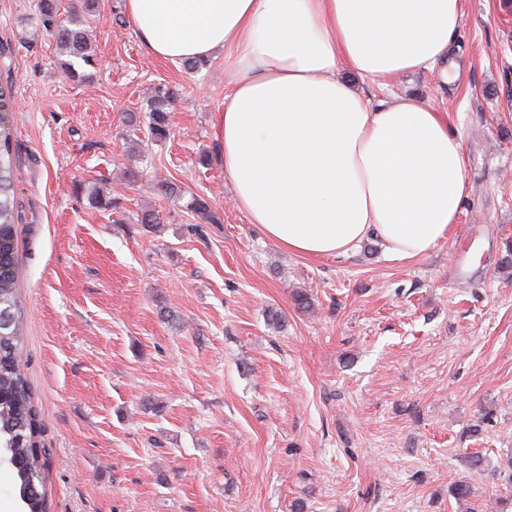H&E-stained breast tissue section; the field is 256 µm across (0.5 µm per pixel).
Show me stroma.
<instances>
[{
  "instance_id": "1",
  "label": "stroma",
  "mask_w": 512,
  "mask_h": 512,
  "mask_svg": "<svg viewBox=\"0 0 512 512\" xmlns=\"http://www.w3.org/2000/svg\"><path fill=\"white\" fill-rule=\"evenodd\" d=\"M37 3L0 0V82L49 512H512V0H464L452 83L362 84L429 102L462 139L458 221L414 260L375 238L320 258L273 244L224 177L223 58H154L123 0H94L95 61L73 78ZM160 86L171 134L146 145L123 117Z\"/></svg>"
}]
</instances>
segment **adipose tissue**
<instances>
[{"label": "adipose tissue", "mask_w": 512, "mask_h": 512, "mask_svg": "<svg viewBox=\"0 0 512 512\" xmlns=\"http://www.w3.org/2000/svg\"><path fill=\"white\" fill-rule=\"evenodd\" d=\"M149 53L227 56L215 127L233 200L265 237L309 257L429 254L456 224L465 157L448 117L340 79L423 71L447 81L463 0H125Z\"/></svg>", "instance_id": "adipose-tissue-1"}]
</instances>
